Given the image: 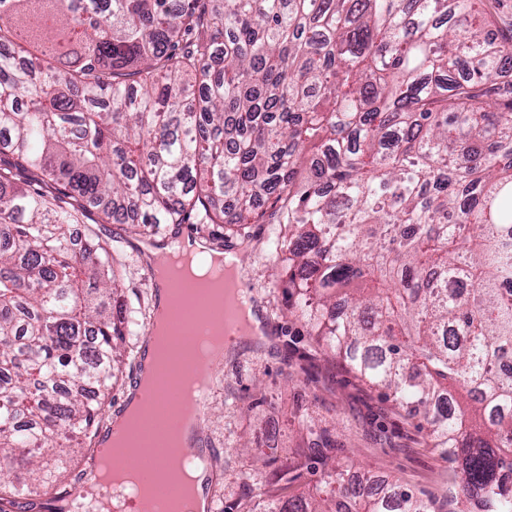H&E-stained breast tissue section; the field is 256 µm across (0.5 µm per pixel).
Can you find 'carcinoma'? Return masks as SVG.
Instances as JSON below:
<instances>
[{"label":"carcinoma","mask_w":512,"mask_h":512,"mask_svg":"<svg viewBox=\"0 0 512 512\" xmlns=\"http://www.w3.org/2000/svg\"><path fill=\"white\" fill-rule=\"evenodd\" d=\"M491 0H0V512L97 432L132 322L100 222L280 226L286 311L512 512V23ZM83 226L87 247L73 248ZM320 459L336 461L321 437ZM264 512H435L395 483Z\"/></svg>","instance_id":"obj_1"}]
</instances>
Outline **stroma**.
Masks as SVG:
<instances>
[{
    "instance_id": "1",
    "label": "stroma",
    "mask_w": 512,
    "mask_h": 512,
    "mask_svg": "<svg viewBox=\"0 0 512 512\" xmlns=\"http://www.w3.org/2000/svg\"><path fill=\"white\" fill-rule=\"evenodd\" d=\"M104 241L121 240L118 293L129 311L144 315L153 302L145 279L148 259L142 249L148 231L129 233L124 224H99ZM271 224H252L245 237H226L241 259V279L253 287L267 332L265 340H244L211 366L213 390L202 417V447L216 449L213 487L219 512H239L242 494L253 504L312 494L334 472L320 462L301 466L314 445L308 423L328 428L339 449L338 460L353 457L376 479L396 482L431 499L437 512H454L455 466L430 447L415 420L379 393L370 391L341 361H326L299 322L281 317L286 296L274 271L279 265L268 241ZM278 450L265 451L268 438ZM249 450H242V442ZM296 470L289 483L277 482V468Z\"/></svg>"
}]
</instances>
